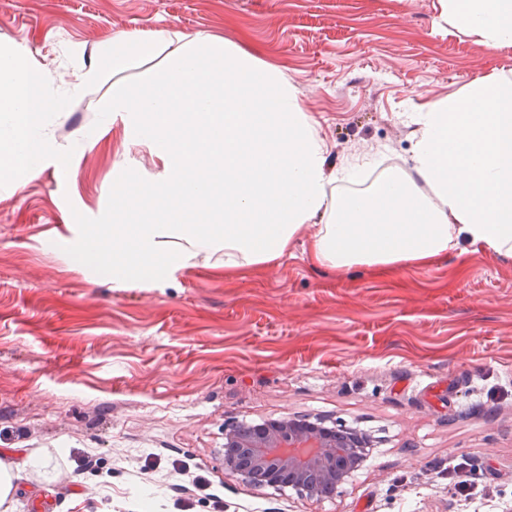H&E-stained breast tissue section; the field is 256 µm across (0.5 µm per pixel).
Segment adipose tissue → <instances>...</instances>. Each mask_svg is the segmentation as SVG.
Wrapping results in <instances>:
<instances>
[{"instance_id":"1","label":"adipose tissue","mask_w":512,"mask_h":512,"mask_svg":"<svg viewBox=\"0 0 512 512\" xmlns=\"http://www.w3.org/2000/svg\"><path fill=\"white\" fill-rule=\"evenodd\" d=\"M450 30L492 49L512 46V0H442ZM113 72L147 56L160 73L142 89L113 90L105 122L122 121L159 170L127 169L112 185V221L78 237L71 255L123 287H153L224 256L228 273L285 255L306 227L321 266H424L469 244L512 257V76L471 83L415 113L414 179L367 193L329 191L327 145L280 70L217 35L162 29L105 43ZM48 74L0 52V172L20 155L32 174L67 154L47 120L63 111ZM424 181L433 196L416 195Z\"/></svg>"}]
</instances>
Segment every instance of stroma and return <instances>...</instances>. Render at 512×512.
Returning <instances> with one entry per match:
<instances>
[{
    "mask_svg": "<svg viewBox=\"0 0 512 512\" xmlns=\"http://www.w3.org/2000/svg\"><path fill=\"white\" fill-rule=\"evenodd\" d=\"M223 36L298 87L329 146L411 175L410 115L512 75V46L449 32L439 0H0V49L65 91L102 42L160 29ZM150 56L69 99L54 120L68 165L0 182V456L20 466L9 512H512V257L468 247L392 272L318 266L303 229L287 255L243 273L180 271L118 288L70 258L112 219L124 159L155 162L113 86ZM322 418L378 437L352 484L316 501L224 474V426ZM47 460L43 469L28 457ZM97 459L83 468L82 457ZM477 458L482 491L453 496L448 462Z\"/></svg>",
    "mask_w": 512,
    "mask_h": 512,
    "instance_id": "35a3bbf8",
    "label": "stroma"
}]
</instances>
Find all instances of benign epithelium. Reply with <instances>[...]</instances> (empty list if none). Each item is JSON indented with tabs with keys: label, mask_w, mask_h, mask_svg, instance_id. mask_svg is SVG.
I'll use <instances>...</instances> for the list:
<instances>
[{
	"label": "benign epithelium",
	"mask_w": 512,
	"mask_h": 512,
	"mask_svg": "<svg viewBox=\"0 0 512 512\" xmlns=\"http://www.w3.org/2000/svg\"><path fill=\"white\" fill-rule=\"evenodd\" d=\"M370 437L356 428L282 418L224 428V473L245 484L319 499L363 466Z\"/></svg>",
	"instance_id": "1"
}]
</instances>
